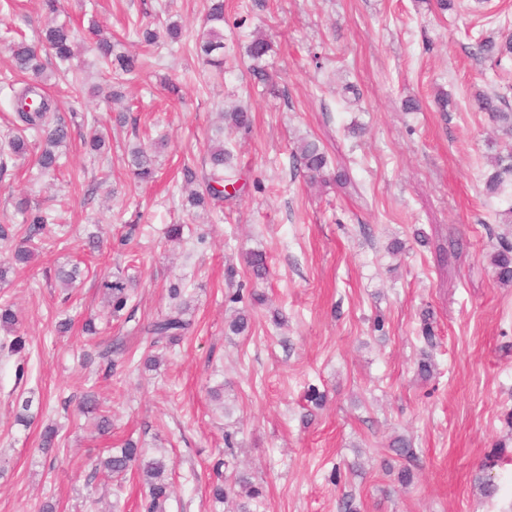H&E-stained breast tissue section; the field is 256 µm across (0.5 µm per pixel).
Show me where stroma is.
<instances>
[{
	"label": "stroma",
	"instance_id": "obj_1",
	"mask_svg": "<svg viewBox=\"0 0 512 512\" xmlns=\"http://www.w3.org/2000/svg\"><path fill=\"white\" fill-rule=\"evenodd\" d=\"M209 5L59 0L50 15L42 0H0V74L8 42L39 44L50 20L77 29L81 65L47 83L72 133L64 170L39 175L33 140L0 180V224L22 222L23 200L59 221L43 253L0 286L27 338L18 355L0 351V512L47 501L57 512H141L138 472L99 467L129 438L170 460L168 512H234L211 501L218 468L263 487L259 512H337L346 494L360 512H512V286L490 264L499 239L512 241L496 216L512 204V176L501 194L484 188L512 135L475 104L495 92L512 106V60L495 67L476 49L512 32V0H452L445 11L436 0H224L220 70L195 48ZM172 21L180 44L143 43V29ZM93 22L115 52L145 61L122 103L104 99L112 83L87 37ZM258 33L270 50L256 66L246 47ZM234 104L253 117L250 132L224 134L239 193L191 207L186 176L203 187L218 114ZM94 127L107 135L99 154L82 144ZM304 138L345 185H310L294 158ZM136 143L153 152V183H135L124 161ZM173 224L190 227L181 243L166 236ZM92 235L101 251L91 258ZM252 250L267 257L266 279L246 265ZM75 265L64 291L56 273ZM107 272L136 281L117 318L99 286ZM173 282L194 321L174 347L142 331L167 313ZM241 310L249 331L226 334ZM89 319L96 334L83 331ZM116 342L129 360L112 369L104 352ZM149 355L155 368L143 365ZM313 387L322 406L308 399ZM86 394L108 411L109 433L78 412ZM20 396L33 400L27 424ZM49 426L58 434L46 453ZM398 439L417 457L406 487Z\"/></svg>",
	"mask_w": 512,
	"mask_h": 512
}]
</instances>
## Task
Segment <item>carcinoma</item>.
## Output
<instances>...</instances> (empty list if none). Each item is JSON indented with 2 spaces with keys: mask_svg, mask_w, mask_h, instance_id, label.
<instances>
[{
  "mask_svg": "<svg viewBox=\"0 0 512 512\" xmlns=\"http://www.w3.org/2000/svg\"><path fill=\"white\" fill-rule=\"evenodd\" d=\"M74 38L73 29L64 24L48 26L42 31V42L60 66H69L77 58ZM477 47L482 55L498 61L512 55V39L498 43L490 38H481L477 42ZM222 48H224V0H212L205 26L196 40V49L209 65L221 69L224 67V59L213 57V53ZM96 49L109 69L112 83L123 84L128 76L139 73L140 66L137 58L115 52L109 38H98ZM269 49L268 41L257 37L248 44L247 54L252 60L259 61ZM9 53L14 71L24 75L21 86L12 88L15 119L20 122L16 129L21 133L30 130L42 140L44 147L36 158V165L43 173L53 172L60 167L61 153L58 148L69 142L70 129L64 119L59 116L57 103L45 90V66L36 48L24 41H19L9 47ZM476 103L481 111L488 113L502 131L512 134V111L508 110L504 97L480 93L476 96ZM224 122L230 130L246 133L252 125L251 112L244 106H235L224 113ZM218 133L219 137L212 140L209 147L210 170L206 177L205 189L190 195L191 204L194 206H203L209 200L224 199L228 196V192L219 191L216 186H222L226 182L225 171L232 168L233 155L224 146V127H219ZM296 161L307 173L311 182L328 183L325 175L328 159L315 141L301 140L296 151ZM128 165L131 166L138 183L148 184L154 180L156 170L153 159L143 148L130 149ZM505 174H512V156L497 159L496 169L485 180L487 194L500 193ZM21 210L25 214V219L19 227L13 228L8 224H0V240H6L18 233L22 235L21 244L7 256L0 258L1 285L9 283L8 274L13 266L29 263L46 246L47 216L36 208H28L25 203L21 204ZM246 263L255 278L262 279L267 275L265 254L250 251L246 253ZM491 263L497 281L502 285H512V241L501 239L499 247L492 255ZM99 287L102 288L112 307V314L120 315V312L127 307L133 282L121 276L113 280L104 276ZM168 293L169 298L177 301V304L164 316L145 325L143 332L148 336L165 339L169 344L176 345L191 332L193 322L187 318L189 305L182 300L181 288L174 284L168 288ZM17 323L18 318L12 307L1 306L0 330L12 335L8 346L12 353H19L25 348V338L16 334ZM78 409L85 415H98L100 404L95 396L86 395L79 402ZM109 427V418L98 415V430L104 432ZM221 467L222 463L216 464V479L210 486L211 498L219 504L224 503L233 492L232 485L223 480ZM103 468L111 474L136 469L148 489V496L143 505L144 512H167L170 492L166 459L147 457L145 449L129 440L125 442L123 448L103 462Z\"/></svg>",
  "mask_w": 512,
  "mask_h": 512,
  "instance_id": "obj_1",
  "label": "carcinoma"
}]
</instances>
